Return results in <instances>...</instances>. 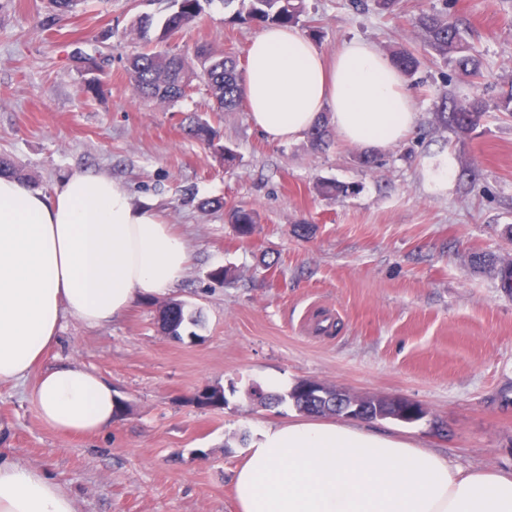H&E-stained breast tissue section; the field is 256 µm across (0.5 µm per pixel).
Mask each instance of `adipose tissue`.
Instances as JSON below:
<instances>
[{
  "instance_id": "1",
  "label": "adipose tissue",
  "mask_w": 512,
  "mask_h": 512,
  "mask_svg": "<svg viewBox=\"0 0 512 512\" xmlns=\"http://www.w3.org/2000/svg\"><path fill=\"white\" fill-rule=\"evenodd\" d=\"M244 97L271 141L305 133L324 110L344 142L382 151L416 121L391 58L353 40L326 57L293 27L269 26L248 48ZM192 260L160 212L112 177L75 171L52 194L0 176V383L38 377L31 396L62 431H106L119 396L76 364L37 371L65 319L93 327L168 294ZM237 512H512V471L454 467L398 435L359 424L264 427L235 471ZM0 512H77L46 473L0 457Z\"/></svg>"
}]
</instances>
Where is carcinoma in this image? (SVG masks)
Returning a JSON list of instances; mask_svg holds the SVG:
<instances>
[{"label":"carcinoma","instance_id":"1","mask_svg":"<svg viewBox=\"0 0 512 512\" xmlns=\"http://www.w3.org/2000/svg\"><path fill=\"white\" fill-rule=\"evenodd\" d=\"M246 14H237L242 21L259 26H294L306 12V0H248ZM174 10L166 16L154 37H149L153 20L149 16L138 19L134 26L137 36L150 43L167 41L174 33L193 24L202 12L201 0H172ZM421 30L425 45L436 59L458 76L474 82L483 76V62L470 51L457 22L443 12L423 11L415 18ZM393 61L405 77L418 83L420 60L414 52L401 49L392 54ZM126 72L138 97L161 105H173L187 97V92L204 86L212 99L216 111L224 112L238 108L244 102L243 72L237 60L229 55L215 53L205 47L196 49L194 56L171 54L165 50L147 49L127 59ZM512 117V87L499 91L493 102L475 96L464 102L443 94L436 104V123L451 131L459 139L470 136L480 127L488 109ZM188 135L209 147L218 144V129L207 119L195 118L188 126ZM310 147L320 151L331 140L328 118L320 116L307 132ZM9 174L21 181L29 180L24 168L9 157L0 156V175ZM318 195L325 199L346 198L356 191V186L332 179H320L315 185ZM228 222L233 224L241 238L253 235L260 216L252 208L233 206L227 212ZM474 268L493 275L506 292H512V264L504 259L484 252L471 255ZM158 323L167 336L185 335L191 326L198 325V319L184 302L159 311ZM288 399L297 410L317 415L343 416L342 408L358 405L364 409V420L393 419L412 423L403 405L388 397H352L334 388L322 387L317 395H309L303 385L295 386L288 392ZM191 401L197 405H223L226 403L224 389L212 388L203 394H196Z\"/></svg>","mask_w":512,"mask_h":512}]
</instances>
